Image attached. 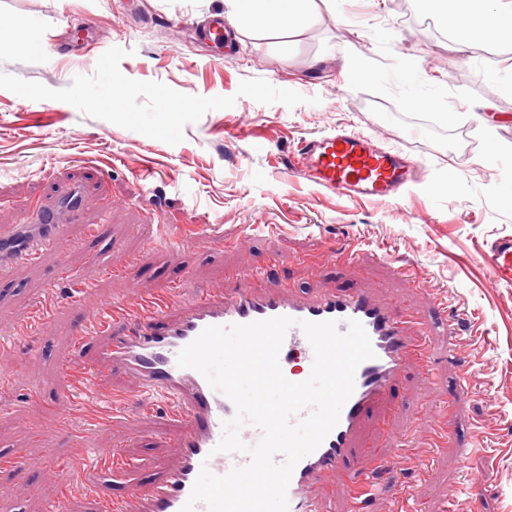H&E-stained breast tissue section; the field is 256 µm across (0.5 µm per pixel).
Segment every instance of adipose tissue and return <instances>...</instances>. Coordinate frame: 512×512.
<instances>
[{
  "mask_svg": "<svg viewBox=\"0 0 512 512\" xmlns=\"http://www.w3.org/2000/svg\"><path fill=\"white\" fill-rule=\"evenodd\" d=\"M343 0H224V14L244 30L288 35L302 28L320 9L336 10ZM417 8L449 25L454 43L464 52L468 66H478L472 56L475 44L512 40V0H415ZM350 71L373 81L400 87L418 106L441 107L448 103L447 83L431 76L422 66L386 70L366 60L352 59Z\"/></svg>",
  "mask_w": 512,
  "mask_h": 512,
  "instance_id": "1",
  "label": "adipose tissue"
}]
</instances>
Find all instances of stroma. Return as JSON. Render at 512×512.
Segmentation results:
<instances>
[{
  "instance_id": "35a3bbf8",
  "label": "stroma",
  "mask_w": 512,
  "mask_h": 512,
  "mask_svg": "<svg viewBox=\"0 0 512 512\" xmlns=\"http://www.w3.org/2000/svg\"><path fill=\"white\" fill-rule=\"evenodd\" d=\"M224 9V0H0V233L17 228L35 202L62 205L83 183L80 219L103 226L98 240L61 252L51 247L38 265L13 266L0 281V336H7L46 294L61 267L97 276L98 299L128 287L150 293L188 290L190 283L224 285L232 267L249 271L282 254L296 263L277 278L303 295L358 284L436 317L435 289L448 309L479 318L484 336L460 350L476 372V390L438 414V395L453 384L448 341L435 331L431 347L440 376L412 372L397 390L394 435L424 445L437 424L466 435L482 423L484 447L468 460L453 448L430 453L415 494L425 512H512V288L489 287L482 253L512 233V203L491 144L512 150V93L487 72L512 63V41L475 48L473 69L449 32L413 0H381L367 25H350L324 11L288 42L237 31L231 46L204 44L189 24ZM76 40L89 63L56 51L59 38ZM395 68L413 62L447 82L454 114L406 119L402 90L349 77L352 57ZM194 109L161 111L163 99ZM378 135L422 164L419 179L394 204L352 201L289 171L287 153L305 137L339 128ZM162 169L155 183L166 206L154 214L134 161ZM257 238L242 245L249 225ZM360 245L356 264L329 255ZM388 261H379L380 247ZM132 265L129 281L97 274L95 257ZM66 288L51 328L0 350V364L24 363L14 389L0 390V448L24 451L27 479L0 473V512H44L57 492L60 467L83 473L97 447L120 449L125 468L112 471L114 491L156 477L174 463L175 431L160 411L129 405L111 429L92 431L85 446L44 430L47 413L61 409L56 368L76 347L80 309L66 304ZM34 380L42 403L27 401ZM476 481L479 494L465 492ZM459 487L449 498L450 487Z\"/></svg>"
}]
</instances>
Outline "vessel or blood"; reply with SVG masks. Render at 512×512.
Returning a JSON list of instances; mask_svg holds the SVG:
<instances>
[{"label": "vessel or blood", "mask_w": 512, "mask_h": 512, "mask_svg": "<svg viewBox=\"0 0 512 512\" xmlns=\"http://www.w3.org/2000/svg\"><path fill=\"white\" fill-rule=\"evenodd\" d=\"M289 163L328 191L369 201L399 199L420 166L415 156L402 148L344 129L302 139ZM34 218L53 225L56 235L70 236L75 247L100 235L96 225L83 226L78 235H70L68 224L48 205L35 212ZM482 259L492 287L512 288V234L495 238ZM72 279L77 289L71 303L85 313L76 330L80 349L74 354V363L58 368L59 395L68 407L46 422V429L67 434L81 446L86 429L111 427L116 411L130 401L145 406L173 402L171 414L183 429L174 437L180 456L160 477L115 494L108 487V471L101 470L89 478L80 499L75 496L74 481L65 477L49 512H129L133 499L140 502L141 512H180L201 468L223 476L247 465V454L216 449L224 421L235 414L233 402L214 390L198 371L179 367L176 358L206 327L281 316L295 319L296 324L288 330L280 355L288 359L301 356L303 376H310L313 361L312 347L300 327L304 321L334 320L342 331L348 321H359L375 353L357 367L354 391L336 427L295 466L287 489L288 512H328L332 480L337 476L348 489L350 512H368L388 477L418 471L422 459L409 437L391 438L390 448L383 450L363 434L365 422L391 397L408 364H415L424 374L431 370L428 338L436 323L401 302L379 303L361 287L339 289L303 302L271 283L242 287L243 275L235 269L227 271L226 287H197L189 303L174 289L100 301L93 294L90 278L76 273ZM53 310L52 300L36 304L28 320L17 326L16 337L46 330ZM104 330L111 334L109 342L97 347L93 365H82L83 348L95 345ZM114 368L134 379L135 390L110 391L107 375Z\"/></svg>", "instance_id": "vessel-or-blood-1"}]
</instances>
